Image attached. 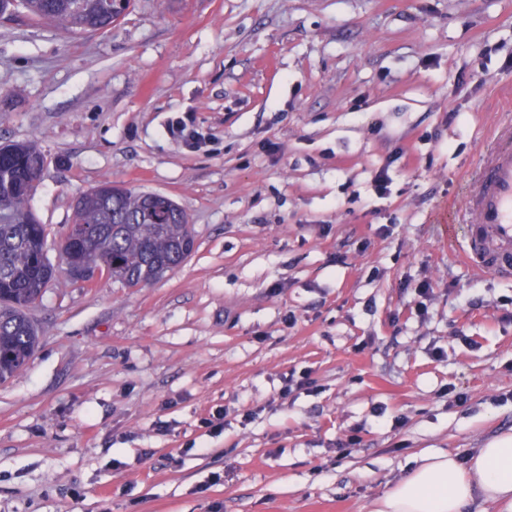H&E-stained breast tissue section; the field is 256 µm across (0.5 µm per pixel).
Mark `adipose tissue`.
<instances>
[{"instance_id": "adipose-tissue-1", "label": "adipose tissue", "mask_w": 512, "mask_h": 512, "mask_svg": "<svg viewBox=\"0 0 512 512\" xmlns=\"http://www.w3.org/2000/svg\"><path fill=\"white\" fill-rule=\"evenodd\" d=\"M370 512H512V434L472 455L421 454Z\"/></svg>"}]
</instances>
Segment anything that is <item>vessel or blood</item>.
<instances>
[{"label": "vessel or blood", "instance_id": "1", "mask_svg": "<svg viewBox=\"0 0 512 512\" xmlns=\"http://www.w3.org/2000/svg\"><path fill=\"white\" fill-rule=\"evenodd\" d=\"M493 148L477 176L478 189L465 206L473 218L449 225L448 236L467 263L496 275L512 276V119L496 128Z\"/></svg>", "mask_w": 512, "mask_h": 512}]
</instances>
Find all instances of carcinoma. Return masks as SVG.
I'll return each instance as SVG.
<instances>
[{"instance_id": "1", "label": "carcinoma", "mask_w": 512, "mask_h": 512, "mask_svg": "<svg viewBox=\"0 0 512 512\" xmlns=\"http://www.w3.org/2000/svg\"><path fill=\"white\" fill-rule=\"evenodd\" d=\"M132 0H0V14L25 10L37 23L71 32L102 31L123 18ZM42 152L33 144L0 146V381L19 373L38 342L25 310L54 275L42 258L47 234L31 210ZM142 192L105 183L80 196L72 223L84 226L91 251L74 243L76 259L89 262L81 277L106 264L129 287L162 278L194 249L185 210L175 201L148 209Z\"/></svg>"}]
</instances>
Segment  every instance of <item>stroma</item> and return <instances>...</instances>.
I'll return each instance as SVG.
<instances>
[{
	"label": "stroma",
	"instance_id": "35a3bbf8",
	"mask_svg": "<svg viewBox=\"0 0 512 512\" xmlns=\"http://www.w3.org/2000/svg\"><path fill=\"white\" fill-rule=\"evenodd\" d=\"M510 116L512 0L0 18V144L47 158L30 206L56 268L0 381V512H366L422 452L512 434V278L448 243ZM107 181L186 211L162 279L68 275L75 200ZM291 373L311 389L282 393Z\"/></svg>",
	"mask_w": 512,
	"mask_h": 512
}]
</instances>
